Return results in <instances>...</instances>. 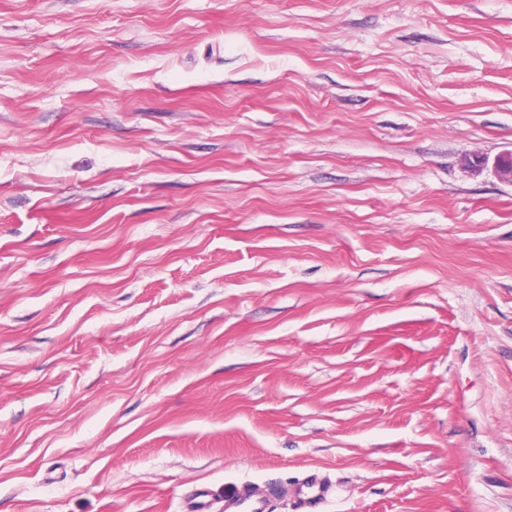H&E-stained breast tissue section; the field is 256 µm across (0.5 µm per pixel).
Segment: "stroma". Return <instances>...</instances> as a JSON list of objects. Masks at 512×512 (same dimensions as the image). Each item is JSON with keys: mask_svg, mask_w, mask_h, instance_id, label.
Wrapping results in <instances>:
<instances>
[{"mask_svg": "<svg viewBox=\"0 0 512 512\" xmlns=\"http://www.w3.org/2000/svg\"><path fill=\"white\" fill-rule=\"evenodd\" d=\"M512 0H0V512H512ZM328 486L315 474L297 485L294 491L297 512H319L328 495ZM276 495V488L263 490L244 485L237 495L224 500V512H268L269 503Z\"/></svg>", "mask_w": 512, "mask_h": 512, "instance_id": "obj_1", "label": "stroma"}]
</instances>
